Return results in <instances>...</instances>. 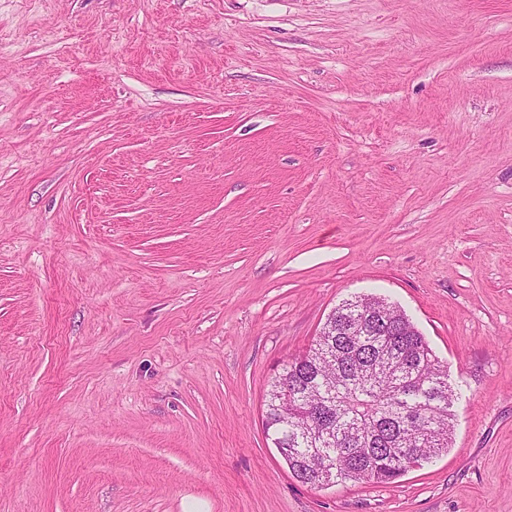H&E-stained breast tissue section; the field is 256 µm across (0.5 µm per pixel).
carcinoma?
I'll return each instance as SVG.
<instances>
[{
    "mask_svg": "<svg viewBox=\"0 0 512 512\" xmlns=\"http://www.w3.org/2000/svg\"><path fill=\"white\" fill-rule=\"evenodd\" d=\"M328 315L307 351L266 391L265 430L293 476L322 487L336 480L387 484L414 456L448 451L455 393L448 368L397 306L374 297ZM324 448L329 468L305 448Z\"/></svg>",
    "mask_w": 512,
    "mask_h": 512,
    "instance_id": "1",
    "label": "carcinoma"
}]
</instances>
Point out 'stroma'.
Instances as JSON below:
<instances>
[{"label": "stroma", "instance_id": "35a3bbf8", "mask_svg": "<svg viewBox=\"0 0 512 512\" xmlns=\"http://www.w3.org/2000/svg\"><path fill=\"white\" fill-rule=\"evenodd\" d=\"M453 440L312 488L269 380L343 300ZM512 512V0H0V512Z\"/></svg>", "mask_w": 512, "mask_h": 512}]
</instances>
